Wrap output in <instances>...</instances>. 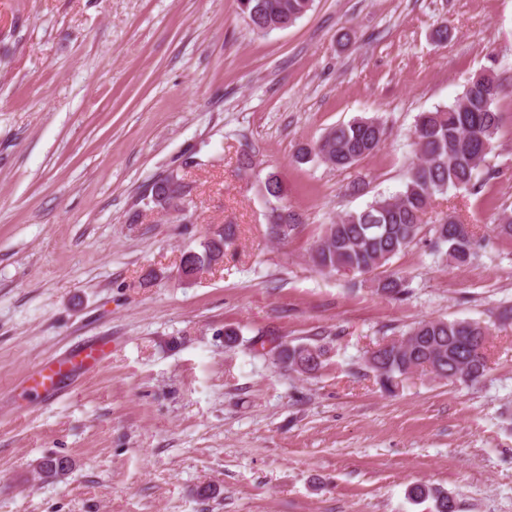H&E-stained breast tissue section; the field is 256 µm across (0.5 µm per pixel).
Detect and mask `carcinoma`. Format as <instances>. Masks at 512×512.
<instances>
[{
  "label": "carcinoma",
  "instance_id": "carcinoma-1",
  "mask_svg": "<svg viewBox=\"0 0 512 512\" xmlns=\"http://www.w3.org/2000/svg\"><path fill=\"white\" fill-rule=\"evenodd\" d=\"M314 0H237L240 14L251 20V29L267 35L303 17ZM500 81L489 72L472 77L461 96L448 106L419 113L413 134L418 162L405 177L403 187L392 195L379 194L360 210L347 211L325 228L309 254L311 263L322 271L344 274L369 273L386 265L410 246L422 232L423 216L437 196L451 190L476 193L489 174L487 156L492 152L500 129L496 100ZM385 124L377 118H355L330 127L312 148L302 147L296 161H316L332 169L351 167L375 151L386 139ZM269 204L268 235L288 238L296 228L294 218L281 206L284 186L271 172L262 185ZM145 205L162 216L185 213L192 207L190 191L166 176L143 196ZM499 235L512 237V209L503 208L494 218ZM433 252L449 265L461 268L473 259L483 236L473 224L448 214L432 228ZM237 238V227L216 228L201 242L199 251H187L181 265L200 272L211 267L213 253L224 254ZM375 290L389 297L407 293L406 280L389 274L374 282ZM489 328L477 321L423 320L411 327L399 341L379 344L370 351L367 363L380 388L394 392L403 378L427 371L446 380L481 378L487 368L486 336ZM327 349L323 345L299 343L282 345L277 361L300 375H312L324 367ZM69 467L64 458H48L39 465L45 478H55ZM433 497L435 512H456L454 499L432 494L424 485H415L409 497L415 501Z\"/></svg>",
  "mask_w": 512,
  "mask_h": 512
}]
</instances>
